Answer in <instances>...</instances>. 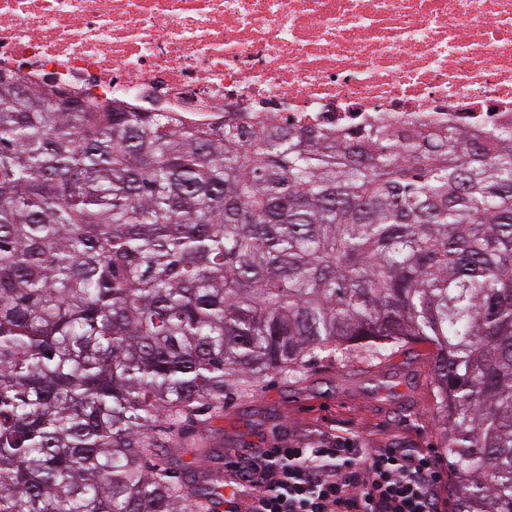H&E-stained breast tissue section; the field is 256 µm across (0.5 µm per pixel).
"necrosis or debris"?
<instances>
[{"label":"necrosis or debris","mask_w":512,"mask_h":512,"mask_svg":"<svg viewBox=\"0 0 512 512\" xmlns=\"http://www.w3.org/2000/svg\"><path fill=\"white\" fill-rule=\"evenodd\" d=\"M0 71L345 132L512 122V0H0Z\"/></svg>","instance_id":"1"}]
</instances>
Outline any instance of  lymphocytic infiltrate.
Listing matches in <instances>:
<instances>
[{
    "mask_svg": "<svg viewBox=\"0 0 512 512\" xmlns=\"http://www.w3.org/2000/svg\"><path fill=\"white\" fill-rule=\"evenodd\" d=\"M224 512H447L439 462L424 448L364 452L347 437L261 449L232 463Z\"/></svg>",
    "mask_w": 512,
    "mask_h": 512,
    "instance_id": "lymphocytic-infiltrate-1",
    "label": "lymphocytic infiltrate"
}]
</instances>
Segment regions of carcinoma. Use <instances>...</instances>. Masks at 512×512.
<instances>
[{
    "mask_svg": "<svg viewBox=\"0 0 512 512\" xmlns=\"http://www.w3.org/2000/svg\"><path fill=\"white\" fill-rule=\"evenodd\" d=\"M0 74V512H215L173 442L429 344L453 512H512V127L51 106Z\"/></svg>",
    "mask_w": 512,
    "mask_h": 512,
    "instance_id": "carcinoma-1",
    "label": "carcinoma"
}]
</instances>
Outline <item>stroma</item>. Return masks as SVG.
I'll list each match as a JSON object with an SVG mask.
<instances>
[{
  "label": "stroma",
  "mask_w": 512,
  "mask_h": 512,
  "mask_svg": "<svg viewBox=\"0 0 512 512\" xmlns=\"http://www.w3.org/2000/svg\"><path fill=\"white\" fill-rule=\"evenodd\" d=\"M429 348L411 343L372 363L336 364L319 355L295 379L263 378L252 395L227 397L223 414L205 411L182 433L192 447L178 473L192 478L213 469L211 448L247 459L261 448L314 442L328 432L365 450H439L441 433L430 413Z\"/></svg>",
  "instance_id": "35a3bbf8"
}]
</instances>
